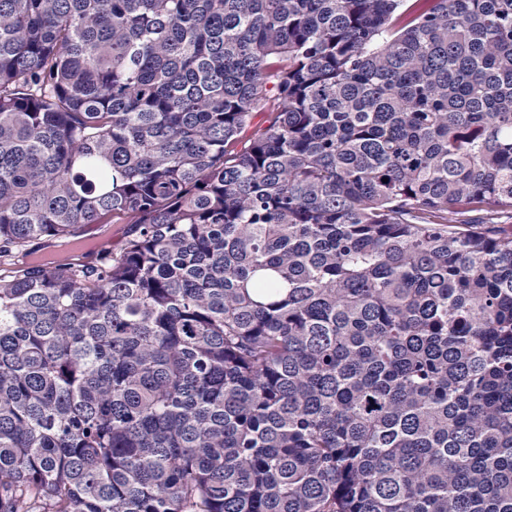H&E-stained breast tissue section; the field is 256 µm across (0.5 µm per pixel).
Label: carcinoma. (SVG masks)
I'll list each match as a JSON object with an SVG mask.
<instances>
[{
  "label": "carcinoma",
  "mask_w": 512,
  "mask_h": 512,
  "mask_svg": "<svg viewBox=\"0 0 512 512\" xmlns=\"http://www.w3.org/2000/svg\"><path fill=\"white\" fill-rule=\"evenodd\" d=\"M0 512H512V0H0ZM127 231V224H101V227H94L85 242L89 247L83 251L94 250L102 242H109L112 248H118L125 240Z\"/></svg>",
  "instance_id": "1"
}]
</instances>
